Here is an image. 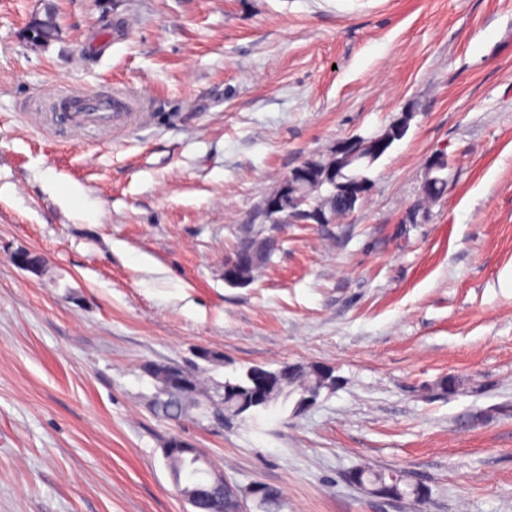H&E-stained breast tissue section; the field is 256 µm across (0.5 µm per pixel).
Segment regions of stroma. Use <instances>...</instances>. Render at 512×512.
<instances>
[{
  "label": "stroma",
  "instance_id": "stroma-1",
  "mask_svg": "<svg viewBox=\"0 0 512 512\" xmlns=\"http://www.w3.org/2000/svg\"><path fill=\"white\" fill-rule=\"evenodd\" d=\"M72 83L136 93L134 125L37 122ZM404 112L361 207L281 225L254 281L225 284L284 174ZM150 363L338 385L299 414L175 422ZM173 437L284 512H512V0H0V512H191ZM364 466L430 496H371L346 479ZM446 169V171H445ZM448 170V157L443 151L434 154L427 163L424 170L422 190L424 193L432 191L433 185L438 177H441ZM331 382L332 376L324 367L316 364L302 365L299 375L288 374L286 376L281 399L286 402L292 396L293 391L302 389L304 385L328 387Z\"/></svg>",
  "mask_w": 512,
  "mask_h": 512
}]
</instances>
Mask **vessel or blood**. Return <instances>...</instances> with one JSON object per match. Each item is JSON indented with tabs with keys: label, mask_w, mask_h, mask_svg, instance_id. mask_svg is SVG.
I'll return each mask as SVG.
<instances>
[{
	"label": "vessel or blood",
	"mask_w": 512,
	"mask_h": 512,
	"mask_svg": "<svg viewBox=\"0 0 512 512\" xmlns=\"http://www.w3.org/2000/svg\"><path fill=\"white\" fill-rule=\"evenodd\" d=\"M133 111L131 97L123 92L102 89L89 94L69 86L61 96L56 120L61 128L70 131L109 129L124 125Z\"/></svg>",
	"instance_id": "obj_1"
}]
</instances>
